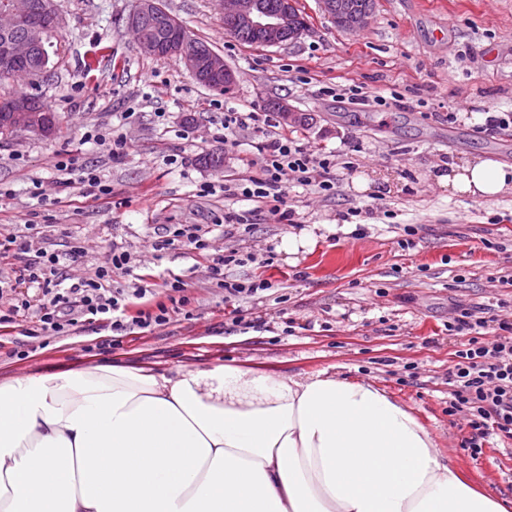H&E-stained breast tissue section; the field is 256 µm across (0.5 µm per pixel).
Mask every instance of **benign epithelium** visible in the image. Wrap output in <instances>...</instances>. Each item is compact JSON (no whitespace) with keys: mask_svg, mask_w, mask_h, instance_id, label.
Here are the masks:
<instances>
[{"mask_svg":"<svg viewBox=\"0 0 512 512\" xmlns=\"http://www.w3.org/2000/svg\"><path fill=\"white\" fill-rule=\"evenodd\" d=\"M322 11L345 31L356 32L365 28L372 11L363 10L357 0H319ZM293 0H283L271 8L263 0H220L224 29L235 35L250 33L261 47H279L298 39L307 29L299 23L293 11ZM162 7L157 0H140L139 8L128 18V29L135 34L139 49L155 57L177 56L198 81H222L232 87L236 82L234 71L224 57L213 50H205L195 42L179 37L169 42H157L143 30L144 21L160 16ZM40 12V22L26 25L28 17ZM64 24L62 8L55 0H13L11 6L0 11V72H16L27 78L34 70L20 69L21 63L42 58L47 63L46 44L49 37ZM11 128L21 133L42 138L50 137V123L39 114L38 102L31 96L19 97L7 105Z\"/></svg>","mask_w":512,"mask_h":512,"instance_id":"1","label":"benign epithelium"}]
</instances>
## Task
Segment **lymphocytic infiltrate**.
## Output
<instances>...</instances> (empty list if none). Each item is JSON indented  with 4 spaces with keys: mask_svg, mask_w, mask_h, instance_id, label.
Wrapping results in <instances>:
<instances>
[{
    "mask_svg": "<svg viewBox=\"0 0 512 512\" xmlns=\"http://www.w3.org/2000/svg\"><path fill=\"white\" fill-rule=\"evenodd\" d=\"M309 164L307 151L294 137L285 132L269 136L262 144L260 161L247 164L249 174L240 186L241 194L249 200L266 199L285 205L289 179L308 183ZM9 257L20 263L16 285L35 286L42 295L38 324L32 331L36 337L75 331L85 316L108 322L116 332L162 326L174 313L187 320L193 317L187 286L180 279L168 282L167 302L151 303L149 274L135 273L131 253L121 245L113 246L110 266L98 269L93 278L71 285L65 284L60 272L61 254L31 252L27 239L14 237L0 243V258ZM239 260V255L233 253L208 267L209 280L223 290L228 303L271 287L264 279H228L225 267ZM116 272L133 275L131 286L112 287ZM448 329L468 334L448 371V413L466 416L470 433L461 447L476 459L491 436L512 440V320L492 322L482 316L480 308L460 306Z\"/></svg>",
    "mask_w": 512,
    "mask_h": 512,
    "instance_id": "1",
    "label": "lymphocytic infiltrate"
}]
</instances>
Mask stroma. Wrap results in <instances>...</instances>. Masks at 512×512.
I'll list each match as a JSON object with an SVG mask.
<instances>
[{"mask_svg":"<svg viewBox=\"0 0 512 512\" xmlns=\"http://www.w3.org/2000/svg\"><path fill=\"white\" fill-rule=\"evenodd\" d=\"M137 2L63 0L46 72L0 82V97H40L60 121L50 138L0 143V242L26 235L36 249L84 247L62 268L74 282L110 265L113 243L123 244L153 270L159 295L166 280L187 283L194 317L118 336L89 320L67 336L34 338L32 309L0 333V380L99 363L336 373L408 405L466 480L512 497V441L490 438L476 460L459 447L469 430L448 417V369L460 339L446 331L457 304L512 314V288L495 280L512 269V193L475 200L435 179L474 156L512 165V126L473 119L512 113V0H374L357 33L338 28L318 0H299L308 31L271 48L226 34L218 0H162L235 71L224 94L198 84L179 58L140 52L127 27ZM358 87L379 102L348 99ZM280 100L305 122H280L279 131L334 162L331 190L320 189L317 170L310 185L289 184V222L272 203L235 190L247 161L262 157L261 134L245 128L234 145L224 142L225 110L263 113ZM90 130L123 133L126 156L86 142ZM213 150L224 153L222 170L198 162ZM69 153L108 193L81 183L80 172L57 170ZM243 211L250 233L218 230L225 213ZM180 224L213 225L208 249L155 253L160 229ZM408 226L416 235L407 248L399 241ZM234 252L273 256L266 268L224 269L232 280L272 283L242 301L254 321L247 329L232 326L223 291L206 276L214 259Z\"/></svg>","mask_w":512,"mask_h":512,"instance_id":"35a3bbf8","label":"stroma"}]
</instances>
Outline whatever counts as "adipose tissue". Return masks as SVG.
Wrapping results in <instances>:
<instances>
[{
    "label": "adipose tissue",
    "mask_w": 512,
    "mask_h": 512,
    "mask_svg": "<svg viewBox=\"0 0 512 512\" xmlns=\"http://www.w3.org/2000/svg\"><path fill=\"white\" fill-rule=\"evenodd\" d=\"M439 182L488 199L512 166L474 157ZM0 512L511 511L375 384L101 364L0 384Z\"/></svg>",
    "instance_id": "1"
}]
</instances>
